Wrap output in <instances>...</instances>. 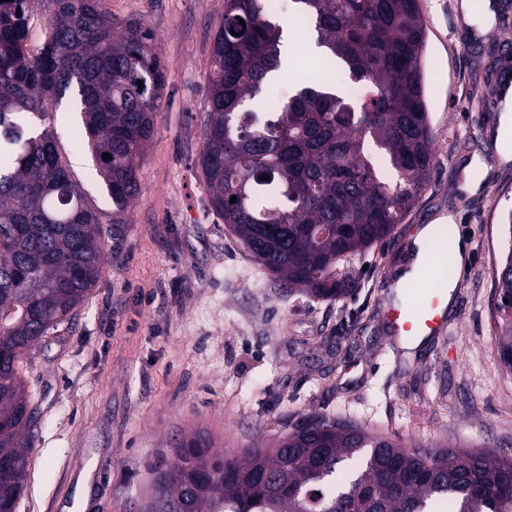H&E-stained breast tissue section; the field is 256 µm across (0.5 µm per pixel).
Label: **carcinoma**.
I'll use <instances>...</instances> for the list:
<instances>
[{
    "mask_svg": "<svg viewBox=\"0 0 512 512\" xmlns=\"http://www.w3.org/2000/svg\"><path fill=\"white\" fill-rule=\"evenodd\" d=\"M293 4L321 63L364 83L367 97L352 104L329 92L334 82L298 81L264 118L249 104L281 68V26L267 0H225L197 165L209 209L281 288L339 300L361 287L340 261L384 242L431 173L427 33L418 0ZM36 17L44 41L31 53ZM153 39L136 20L116 32L102 0H0V512H16L35 420L18 360L76 315L140 192L137 159L166 85ZM67 96L109 214L72 179L52 130L33 124ZM494 285L497 352L512 373L511 247ZM169 454L155 478L162 512H512V458L404 448L326 416L296 422L277 448L221 454L196 434Z\"/></svg>",
    "mask_w": 512,
    "mask_h": 512,
    "instance_id": "cac0c4a2",
    "label": "carcinoma"
}]
</instances>
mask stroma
I'll return each mask as SVG.
<instances>
[{
  "label": "stroma",
  "mask_w": 512,
  "mask_h": 512,
  "mask_svg": "<svg viewBox=\"0 0 512 512\" xmlns=\"http://www.w3.org/2000/svg\"><path fill=\"white\" fill-rule=\"evenodd\" d=\"M460 2L420 0L429 181L385 244L340 263L360 288L326 301L282 293L207 206L196 159L224 0H105L114 20L154 33L166 87L111 265L76 316L20 359L36 423L18 512H144L164 453L182 439L202 432L227 454L271 448L310 415L408 448L512 457V375L491 331L512 162L501 163L487 122L490 65L512 49V0H493L484 31ZM79 122L59 111L45 124L74 180L107 212ZM442 216L469 248L458 313L444 339L407 354L382 326V284L406 260L402 237Z\"/></svg>",
  "instance_id": "obj_1"
}]
</instances>
